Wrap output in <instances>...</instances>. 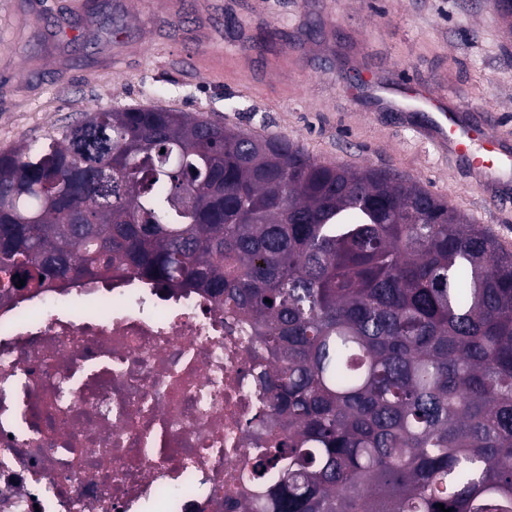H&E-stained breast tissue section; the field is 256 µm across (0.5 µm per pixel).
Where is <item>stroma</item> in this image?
<instances>
[{"label": "stroma", "instance_id": "stroma-1", "mask_svg": "<svg viewBox=\"0 0 512 512\" xmlns=\"http://www.w3.org/2000/svg\"><path fill=\"white\" fill-rule=\"evenodd\" d=\"M0 0V151L101 108L157 106L392 169L512 249V200L491 198L410 129L346 88L408 71L512 140V26L489 0ZM249 58L234 82L194 69L210 46ZM287 55L270 71L265 55Z\"/></svg>", "mask_w": 512, "mask_h": 512}]
</instances>
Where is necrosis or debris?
<instances>
[{
    "mask_svg": "<svg viewBox=\"0 0 512 512\" xmlns=\"http://www.w3.org/2000/svg\"><path fill=\"white\" fill-rule=\"evenodd\" d=\"M251 325L124 274L0 302V512H242L281 441Z\"/></svg>",
    "mask_w": 512,
    "mask_h": 512,
    "instance_id": "necrosis-or-debris-1",
    "label": "necrosis or debris"
}]
</instances>
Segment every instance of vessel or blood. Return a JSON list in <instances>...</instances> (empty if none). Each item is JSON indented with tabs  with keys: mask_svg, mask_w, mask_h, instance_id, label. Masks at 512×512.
<instances>
[{
	"mask_svg": "<svg viewBox=\"0 0 512 512\" xmlns=\"http://www.w3.org/2000/svg\"><path fill=\"white\" fill-rule=\"evenodd\" d=\"M350 92L370 95L382 109L419 111L417 133L459 160L483 190L495 193L512 182V141L470 122L465 107L449 103L446 94L404 77L383 81L372 74Z\"/></svg>",
	"mask_w": 512,
	"mask_h": 512,
	"instance_id": "obj_1",
	"label": "vessel or blood"
}]
</instances>
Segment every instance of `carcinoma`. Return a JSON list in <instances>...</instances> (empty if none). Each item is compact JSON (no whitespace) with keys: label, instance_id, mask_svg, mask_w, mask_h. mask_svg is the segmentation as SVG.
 <instances>
[{"label":"carcinoma","instance_id":"carcinoma-1","mask_svg":"<svg viewBox=\"0 0 512 512\" xmlns=\"http://www.w3.org/2000/svg\"><path fill=\"white\" fill-rule=\"evenodd\" d=\"M126 269L252 322L243 512H512V252L410 178L160 107L0 151V283Z\"/></svg>","mask_w":512,"mask_h":512}]
</instances>
